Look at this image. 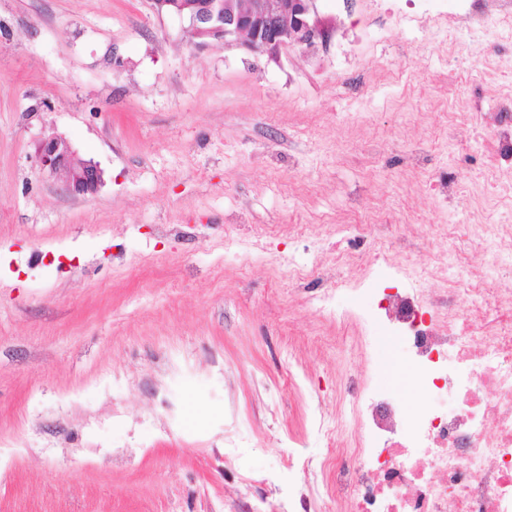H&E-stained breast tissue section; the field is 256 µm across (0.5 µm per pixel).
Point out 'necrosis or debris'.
Masks as SVG:
<instances>
[{
	"mask_svg": "<svg viewBox=\"0 0 512 512\" xmlns=\"http://www.w3.org/2000/svg\"><path fill=\"white\" fill-rule=\"evenodd\" d=\"M387 9L412 38L425 14L456 32L460 61L481 56L499 110L448 115L449 140L481 129L490 155L470 181L452 169L435 183L470 199L465 223L439 227L445 251L412 249L393 224L329 223V248L290 269V280L314 286L307 301L325 318L353 291L352 325L390 344L421 399L411 406L388 386L339 378L337 392L354 395L350 413L315 415L326 453L318 476L289 494L288 512H317L327 499L336 512H512V99L501 93L512 79L503 62L512 0L492 15L481 0H390Z\"/></svg>",
	"mask_w": 512,
	"mask_h": 512,
	"instance_id": "obj_1",
	"label": "necrosis or debris"
}]
</instances>
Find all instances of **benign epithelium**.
Segmentation results:
<instances>
[{
	"label": "benign epithelium",
	"instance_id": "1",
	"mask_svg": "<svg viewBox=\"0 0 512 512\" xmlns=\"http://www.w3.org/2000/svg\"><path fill=\"white\" fill-rule=\"evenodd\" d=\"M159 14L185 21L200 38L230 43L244 39L252 52L274 56L288 46L315 50L325 44L328 29L315 0H152ZM40 170L63 176V190L72 196L96 193L104 184L99 164L80 161L55 136L35 146Z\"/></svg>",
	"mask_w": 512,
	"mask_h": 512
}]
</instances>
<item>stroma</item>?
<instances>
[{
    "mask_svg": "<svg viewBox=\"0 0 512 512\" xmlns=\"http://www.w3.org/2000/svg\"><path fill=\"white\" fill-rule=\"evenodd\" d=\"M315 5L337 43L271 58L200 46L149 0H0V512H286L289 435L324 453L310 403L335 413L340 376L387 383L273 263L314 259L292 227L330 217L420 242L448 218L432 178L482 158L448 141L431 21L375 41L363 0ZM52 134L104 169L97 193L38 170ZM239 222L275 230L245 267L224 254Z\"/></svg>",
    "mask_w": 512,
    "mask_h": 512,
    "instance_id": "1",
    "label": "stroma"
}]
</instances>
